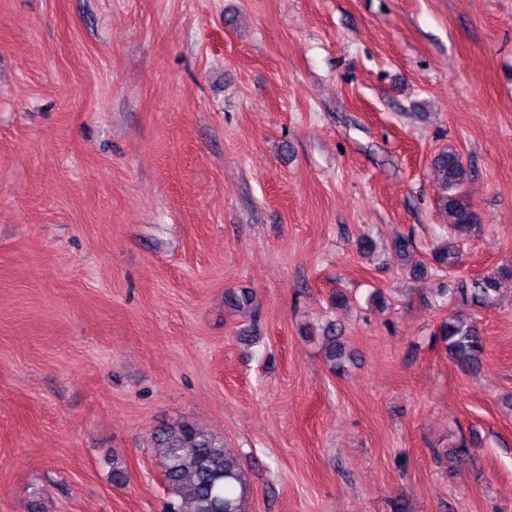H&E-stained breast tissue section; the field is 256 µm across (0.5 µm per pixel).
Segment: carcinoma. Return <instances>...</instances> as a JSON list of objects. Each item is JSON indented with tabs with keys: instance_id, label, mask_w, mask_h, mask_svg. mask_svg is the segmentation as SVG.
<instances>
[{
	"instance_id": "carcinoma-1",
	"label": "carcinoma",
	"mask_w": 512,
	"mask_h": 512,
	"mask_svg": "<svg viewBox=\"0 0 512 512\" xmlns=\"http://www.w3.org/2000/svg\"><path fill=\"white\" fill-rule=\"evenodd\" d=\"M443 195L439 203L447 216L450 237L431 251L433 273L444 277L457 266V241L470 235L479 218L462 188L471 177L459 153L443 150L433 161ZM512 280V267L475 278H462L450 286L440 285L435 294L442 300L457 299L473 306H488L498 297L503 281ZM256 297L247 288H227L224 305L237 312L254 309ZM448 358L463 370L479 365L482 336L473 321L461 314L443 318L433 333ZM325 357L335 371L344 367L349 353L336 324L324 328ZM153 445L163 449L161 475L168 495L167 512H244L249 486L241 460L224 448V441L188 419L175 420L152 434Z\"/></svg>"
}]
</instances>
